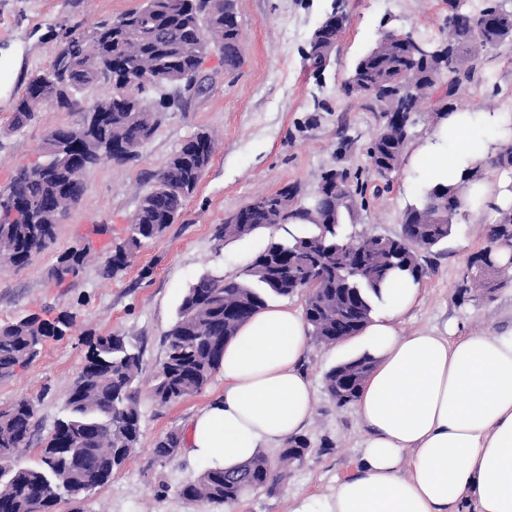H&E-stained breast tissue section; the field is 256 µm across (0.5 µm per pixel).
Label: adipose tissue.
<instances>
[{
	"mask_svg": "<svg viewBox=\"0 0 512 512\" xmlns=\"http://www.w3.org/2000/svg\"><path fill=\"white\" fill-rule=\"evenodd\" d=\"M512 144V114L451 110L412 151L424 186L463 184V209L512 208V191L472 181L476 166ZM378 313L355 338L373 358L355 407L368 428L356 473L291 512H512V328L487 335L453 322L401 334L422 300L406 273L381 290ZM311 338L301 310L268 305L224 346V390L190 419V464L236 470L298 434L314 391L303 362Z\"/></svg>",
	"mask_w": 512,
	"mask_h": 512,
	"instance_id": "obj_1",
	"label": "adipose tissue"
}]
</instances>
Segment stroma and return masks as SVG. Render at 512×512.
<instances>
[{"label":"stroma","mask_w":512,"mask_h":512,"mask_svg":"<svg viewBox=\"0 0 512 512\" xmlns=\"http://www.w3.org/2000/svg\"><path fill=\"white\" fill-rule=\"evenodd\" d=\"M142 0H0V190L16 172L44 159L48 131L80 123L85 108L107 100L112 85L99 82L77 92L80 109L60 110L43 104L34 119L16 128L14 107L28 79L45 69L63 45L65 32H86L98 22L141 6ZM349 22L339 37L323 77L306 69L302 52L320 21L334 8ZM241 23L243 64L228 73L220 53L209 54L193 89L174 84L167 93L181 110L161 114L155 133L135 160L104 161L87 170L81 202L56 226L54 242L21 266L0 269V325L28 315L55 318L75 315L64 336L49 339L30 364L0 379V409L27 398L35 407L30 445L17 456L19 465L39 461L74 378L80 372L90 339L119 332L142 353L138 385L141 413L139 448L106 486L80 504L62 500L55 512H224L218 504L196 503L180 494L198 477L183 452L159 458L156 442L184 435L193 414L222 392L224 376L214 373L197 393L159 405L152 396L153 376L166 355L164 334L187 288L201 275L242 279L251 262L275 239L306 233L303 224L279 225L225 243L219 227L257 196L287 185L309 195L323 171L347 172L352 187L362 189L355 215L357 232L395 237L402 213L416 204L420 187L411 186L410 162L402 160L378 193V176L366 149L384 120L366 102L345 96L343 84L357 58L382 29L441 37L447 15L444 0H236ZM455 108L512 113V43L484 52ZM210 133L215 152L196 192L186 201L165 235L145 245L125 270L111 279L100 274L99 253L123 239L140 199L156 174L186 140ZM490 217L456 218L448 239L424 254L420 304L400 317L402 334L442 330L453 320L468 331L494 332L512 325V287L490 300H461L457 285L468 259L484 246ZM91 246L92 256L77 277L57 280L55 270L65 252ZM334 345H313L303 369L314 388V403L303 431L310 442L304 460L288 478L246 495L237 512H289L297 500L331 492L355 471L366 430L354 406L338 407L324 376L346 359Z\"/></svg>","instance_id":"35a3bbf8"}]
</instances>
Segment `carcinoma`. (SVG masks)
Listing matches in <instances>:
<instances>
[{
  "label": "carcinoma",
  "mask_w": 512,
  "mask_h": 512,
  "mask_svg": "<svg viewBox=\"0 0 512 512\" xmlns=\"http://www.w3.org/2000/svg\"><path fill=\"white\" fill-rule=\"evenodd\" d=\"M448 5L446 35L426 40L411 32H384L361 55L344 88L352 98H366L371 109L387 119L367 149L371 167L382 171L399 168L413 116L421 112L433 93L445 89L455 97L470 79L472 60L506 42L512 43V11L485 0L477 9L465 0H445ZM342 29H331L327 42L308 44L304 60L316 73L331 65ZM241 24L233 0H144L143 5L118 18L96 24L87 33L69 34L53 63L32 75L15 107L13 126L30 121L44 99L71 110L78 105L74 93L101 80L112 82V97L98 103L102 117L93 130L99 149L120 143L133 152L118 161L133 160L138 149L158 126V112L173 103L155 100L163 82H134L130 77L151 73L161 65L173 78L192 82L202 59L213 51L224 55V65L238 70L243 64ZM429 50L448 49L445 63L438 58L425 65L411 53L415 44ZM123 65L114 78L104 69L108 60ZM405 101L406 124L388 121L400 101ZM81 131L60 127L48 132L43 147L53 138L71 145ZM214 152L212 137L201 132L187 140L158 172L156 190L142 197L127 234L112 245L102 266L111 278L125 270L146 242L162 237L179 216L185 201L196 191ZM324 192L320 213L295 209L283 215L279 197L296 194L285 186L264 195L261 209L247 205L225 221L216 239L241 238L301 218L314 226L302 235L272 241L247 267L242 280H225L204 274L183 295L176 317L165 334L166 357L155 374L154 397L162 404L178 401L201 390L220 368L224 343L245 320L265 307L271 298L303 292L304 317L313 341L334 345L362 330L381 300V288L397 272L421 277L422 254L448 239L453 219L461 213L462 186L438 183L423 190L419 203L406 208L402 235H357L348 231L344 217H354L358 192L348 176L337 169L321 175ZM83 182L73 178L66 164L53 162L48 172L35 178L21 169L8 188L0 192V264L23 265L31 255L55 239L56 225L41 234L26 215V208L46 209L61 218L83 196ZM487 245L476 253L464 274L458 293L476 300L512 284L509 267L499 265L494 249L512 246V209L501 212L498 223L486 228ZM85 252L73 250L61 257L56 275H78ZM73 316L54 321L27 316L0 326V378L30 363L51 337L65 334ZM373 360L359 355L326 373L327 389L340 407L357 396ZM141 354L127 339L109 332L90 342L86 363L72 383L65 413L41 450L40 463L18 467L15 455L30 442L35 409L21 398L0 409V470L12 477L0 483V512H50L59 501L81 500L112 478L114 470L138 448L141 437L137 381ZM180 439L170 434L153 448L158 457L175 454ZM310 447L303 436L290 437L277 461L259 455L239 471L206 469L184 485L180 494L193 502L228 504L242 497L239 487L264 488L273 481V469L285 476L286 466L302 461L299 448Z\"/></svg>",
  "instance_id": "cac0c4a2"
}]
</instances>
